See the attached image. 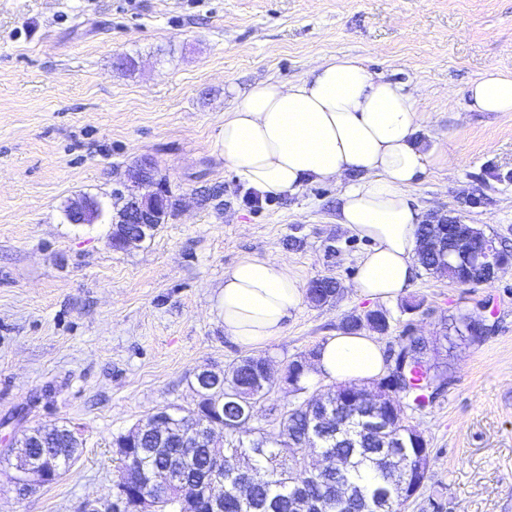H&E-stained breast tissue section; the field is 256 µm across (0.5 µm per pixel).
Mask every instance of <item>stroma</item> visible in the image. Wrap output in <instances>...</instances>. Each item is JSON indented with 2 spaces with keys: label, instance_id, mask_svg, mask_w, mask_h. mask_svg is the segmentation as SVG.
Instances as JSON below:
<instances>
[{
  "label": "stroma",
  "instance_id": "35a3bbf8",
  "mask_svg": "<svg viewBox=\"0 0 512 512\" xmlns=\"http://www.w3.org/2000/svg\"><path fill=\"white\" fill-rule=\"evenodd\" d=\"M336 55L405 83L418 138L455 157L410 191L424 222L457 218L512 245V114L452 110L447 97L486 69L512 71V0H0V454L37 426H69L82 443L66 475L27 491L0 462V512L112 498L113 437L160 409H195V371L248 356L220 314L224 272L240 259L341 284L263 349L275 377L345 315L375 309L353 286L370 244L336 224L335 186L255 206L221 151L238 94ZM144 159L183 206L119 250L113 194ZM84 195L103 214L70 223ZM407 294L421 308L388 304L381 343L406 330L434 339L433 360L451 370L431 406L406 413L432 453L405 510L512 512V270L460 285L420 269ZM480 309L484 340L450 347L452 316Z\"/></svg>",
  "mask_w": 512,
  "mask_h": 512
}]
</instances>
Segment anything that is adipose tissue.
Returning <instances> with one entry per match:
<instances>
[{
	"label": "adipose tissue",
	"instance_id": "adipose-tissue-1",
	"mask_svg": "<svg viewBox=\"0 0 512 512\" xmlns=\"http://www.w3.org/2000/svg\"><path fill=\"white\" fill-rule=\"evenodd\" d=\"M475 112L512 114V73L490 68L465 89ZM417 99L349 55L320 61L303 78L251 85L225 110L224 163L268 197L304 184L339 190L336 221L369 241L354 287L373 302L396 301L415 275L421 213L409 194L432 167L453 168L444 149L416 137ZM305 290L287 262L245 258L224 273L221 314L233 343L260 349L284 333ZM383 347L366 331H336L300 383L366 382L385 371Z\"/></svg>",
	"mask_w": 512,
	"mask_h": 512
}]
</instances>
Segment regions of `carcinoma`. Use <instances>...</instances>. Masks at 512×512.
<instances>
[{"label": "carcinoma", "instance_id": "1", "mask_svg": "<svg viewBox=\"0 0 512 512\" xmlns=\"http://www.w3.org/2000/svg\"><path fill=\"white\" fill-rule=\"evenodd\" d=\"M418 263L431 274L446 277L455 282L460 271L447 255H433L418 247ZM340 283L332 277L313 281L307 297L315 305H321L336 296ZM472 312L467 311L454 318L457 337L470 344L480 343L484 337L472 336L468 320ZM416 351L414 361L402 381L399 396L413 410L423 411L430 406L443 387L448 384L447 369L431 362L429 347L424 337H399ZM262 357H245L231 363L224 370V388L254 400L255 409L266 408L271 401L269 390L261 388L260 367ZM244 408L240 399L227 395L221 400V420L224 424V443L217 448L204 441L190 448L183 442L148 438L132 444L133 451L123 460V465L137 475L170 469L177 474L176 484L167 489L149 486L142 482L135 494L126 499V506L134 503V495H148L156 502L157 512H179L184 506L182 489L196 488L200 479L207 475L219 478L224 484V512H295V497L301 495L319 507V512H364L366 503H381L393 495V481L401 474L407 480L426 477L431 462V450L414 444L409 438H400L401 445L393 449L395 467L385 471L378 464V449L367 444L363 449L349 444L328 432L324 437L309 442L302 437L301 430L309 412L319 413L332 409L331 399L323 403L311 401L305 396L302 401L288 408L277 409L271 405L269 411L278 412V417L287 429L281 440L252 439L254 430L246 432L235 427ZM27 440L36 448H46L49 455H61L70 462L64 464L69 471L77 459L81 445L75 433L65 426L47 430L36 427L27 433ZM309 452L319 454H350L354 465L339 475L310 477L305 471L304 457ZM250 457L252 466L267 473V479L253 489L249 500L240 499L235 485L241 475L232 469L233 457L238 454ZM191 509L194 504L189 503Z\"/></svg>", "mask_w": 512, "mask_h": 512}]
</instances>
